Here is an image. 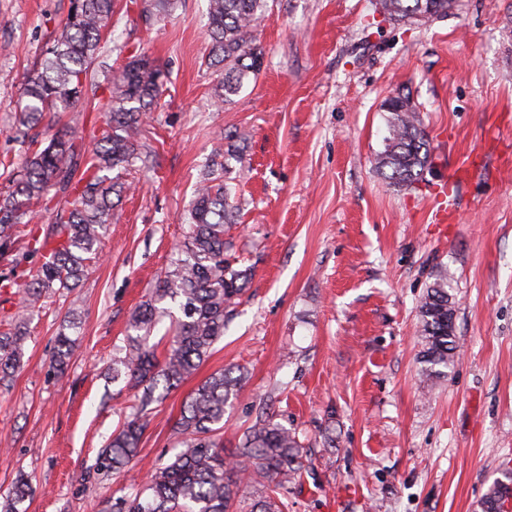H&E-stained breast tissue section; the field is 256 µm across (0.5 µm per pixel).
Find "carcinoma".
<instances>
[{"instance_id":"carcinoma-1","label":"carcinoma","mask_w":512,"mask_h":512,"mask_svg":"<svg viewBox=\"0 0 512 512\" xmlns=\"http://www.w3.org/2000/svg\"><path fill=\"white\" fill-rule=\"evenodd\" d=\"M380 14L395 22L443 17L453 0H379ZM177 0H146L145 22L168 15ZM265 0H208L211 38L209 65L221 68L217 102L232 101L250 78L258 75L263 53L252 29ZM117 0H70L60 33L28 76L22 91L25 104L15 117L25 148L21 174L9 180L0 197V259L11 275L3 287L19 288L21 309L9 328L0 331V383L14 376L27 342L26 311L55 289L70 288L85 275L87 256L98 253L104 224L112 215V197H121L131 183L123 178L142 156L141 117L162 92V70L153 61L133 56L122 72L108 79V94L98 95L96 64L102 41L112 31ZM81 106L83 114L53 133L49 140L29 135L47 114ZM389 137L377 159L380 170L398 187L418 181L429 160L428 140L417 113L402 97L389 100ZM95 113L101 125L92 148L83 134L84 113ZM224 145L212 150L203 179L183 221L188 231L176 247L177 258L149 298L133 312L124 355L113 359L115 376H125L136 389L138 404L130 419L113 434L102 451L98 470L125 469L134 462L149 424L152 406L162 400L159 388L177 387L209 357L224 336L232 307L243 293L251 271L235 269L224 259V226L232 223L224 189ZM52 205V224L44 234L30 235L27 251L18 249L21 227L33 205ZM170 300L181 316L173 325L164 359L157 358L147 339ZM457 305L448 273L436 275L420 301L424 349L420 376L428 387L447 376L458 357L455 326L448 324V305ZM59 370H64L74 340L57 336ZM245 374L237 367L212 373L188 396L176 422L180 448L155 467L146 484L131 485L103 512H232L242 484L257 488L247 512H281L292 485L305 471L307 455L296 434L276 422L262 405L254 424L236 451L224 453L221 434L225 407L237 395ZM512 500V469L488 487L480 512H504Z\"/></svg>"}]
</instances>
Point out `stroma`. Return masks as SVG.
Segmentation results:
<instances>
[{
	"label": "stroma",
	"instance_id": "35a3bbf8",
	"mask_svg": "<svg viewBox=\"0 0 512 512\" xmlns=\"http://www.w3.org/2000/svg\"><path fill=\"white\" fill-rule=\"evenodd\" d=\"M126 2L106 56L116 73L136 55L165 73L142 119L152 169L113 207L83 279L33 310L23 367L0 384V502L24 476L19 512H99L174 454L194 388L238 364L248 379L226 408L225 450L265 404L311 451L284 512H479L512 464V0H456L447 16L377 27L378 0H268L253 28L263 68L223 104L207 0H178L149 25L142 0ZM68 9L0 0V191L23 166L12 127L25 78ZM395 96L429 143L408 188L376 166ZM219 139L240 214L227 256L252 277L211 355L156 404L135 470L97 474L134 403L112 355L176 258ZM441 271L460 351L429 393L418 306ZM65 327L76 347L60 374Z\"/></svg>",
	"mask_w": 512,
	"mask_h": 512
}]
</instances>
